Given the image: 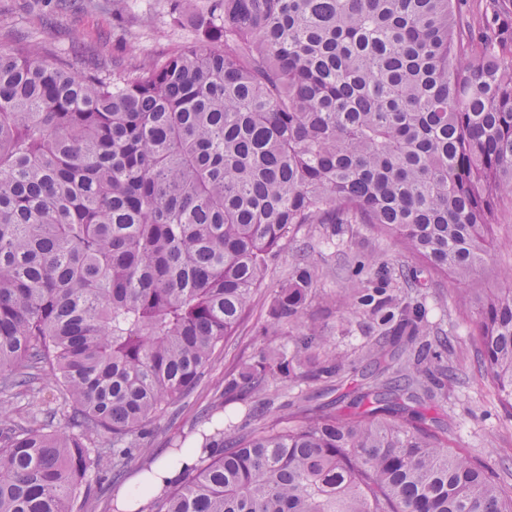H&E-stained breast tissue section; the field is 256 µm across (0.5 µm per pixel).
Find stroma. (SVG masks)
Wrapping results in <instances>:
<instances>
[{"instance_id": "stroma-1", "label": "stroma", "mask_w": 512, "mask_h": 512, "mask_svg": "<svg viewBox=\"0 0 512 512\" xmlns=\"http://www.w3.org/2000/svg\"><path fill=\"white\" fill-rule=\"evenodd\" d=\"M167 9L168 0H122L117 8L112 0H95L94 7L74 11L60 10L56 0H0V48L25 41L39 45L50 61L77 68L125 48L156 57L183 47L194 37L192 18L183 16L180 26H171ZM511 229L512 199L504 197L499 201L498 222L492 231L493 258L476 275L466 281L441 275L424 288L400 277L392 281L398 298L425 304L430 337H447L449 363L457 375L451 387L424 398V412L428 419L447 427L452 447L490 465L506 485L512 483V411L502 407L493 385L481 373L473 337L475 316L463 312L458 300L466 292L490 293L512 287V280L502 274L503 266L512 264V247L507 244ZM299 253L307 254L318 269L311 311L323 336L348 354L349 364L335 384L315 383L301 390L274 384L270 394L284 412L291 413L326 405L336 396L366 387L372 368L362 349L376 338L378 330L367 318L346 317L338 304L350 280L351 264L359 255L375 256L397 268L414 265L415 260L366 224L345 225L338 234L327 224L302 227L273 262L264 288L254 298L249 318L235 336L225 341L223 352L209 364L196 388L157 422L145 441V454L135 456L124 467V480H131L177 444L194 441L204 409L219 399L224 389L225 375L264 348L257 330L266 321L269 302L287 279L293 257ZM10 409L19 421L51 411L55 424L67 423V410L46 378L30 391L11 397Z\"/></svg>"}]
</instances>
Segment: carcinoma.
<instances>
[{"label": "carcinoma", "mask_w": 512, "mask_h": 512, "mask_svg": "<svg viewBox=\"0 0 512 512\" xmlns=\"http://www.w3.org/2000/svg\"><path fill=\"white\" fill-rule=\"evenodd\" d=\"M187 9L196 41L160 57L75 71L0 48V414L43 373L69 409L61 428L0 420V512H81L194 390L298 227L370 224L419 259L416 282L491 259L512 198L505 25L464 34L453 0H170V20ZM358 271L349 313L379 337L349 412L266 423L269 384L345 367L306 320L303 256L259 331L296 330L293 347L224 377L243 422L211 406L198 463L149 512H512L495 472L417 409L454 380L425 304L399 305L384 262ZM460 302L512 409V288Z\"/></svg>", "instance_id": "1"}]
</instances>
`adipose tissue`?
<instances>
[{"instance_id":"obj_1","label":"adipose tissue","mask_w":512,"mask_h":512,"mask_svg":"<svg viewBox=\"0 0 512 512\" xmlns=\"http://www.w3.org/2000/svg\"><path fill=\"white\" fill-rule=\"evenodd\" d=\"M199 455V449L186 448L177 455L169 452L160 456L120 491V498L128 500L130 512H144L149 501L171 487L185 470L196 463Z\"/></svg>"}]
</instances>
